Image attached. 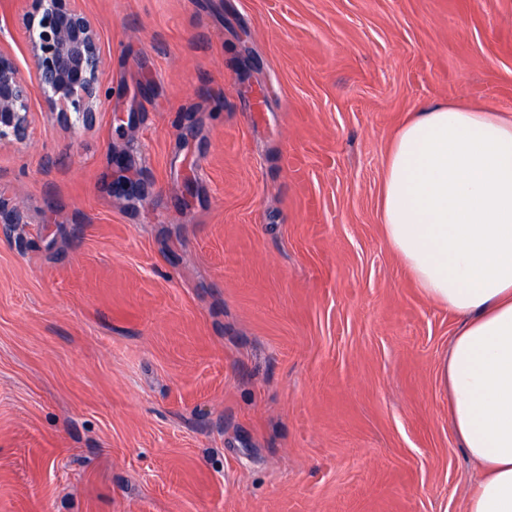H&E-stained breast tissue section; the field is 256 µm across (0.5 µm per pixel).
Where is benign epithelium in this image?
<instances>
[{
    "mask_svg": "<svg viewBox=\"0 0 512 512\" xmlns=\"http://www.w3.org/2000/svg\"><path fill=\"white\" fill-rule=\"evenodd\" d=\"M20 2L32 70L23 72L14 55L0 46V141L28 136L33 84L63 121L73 113L85 123L92 121L109 95L98 32L78 0Z\"/></svg>",
    "mask_w": 512,
    "mask_h": 512,
    "instance_id": "obj_1",
    "label": "benign epithelium"
}]
</instances>
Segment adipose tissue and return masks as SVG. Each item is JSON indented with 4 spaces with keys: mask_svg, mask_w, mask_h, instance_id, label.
Returning a JSON list of instances; mask_svg holds the SVG:
<instances>
[{
    "mask_svg": "<svg viewBox=\"0 0 512 512\" xmlns=\"http://www.w3.org/2000/svg\"><path fill=\"white\" fill-rule=\"evenodd\" d=\"M381 209L422 294L464 320L440 378L482 466L466 512H512V120L448 102L416 112L389 149Z\"/></svg>",
    "mask_w": 512,
    "mask_h": 512,
    "instance_id": "ef3b65f1",
    "label": "adipose tissue"
}]
</instances>
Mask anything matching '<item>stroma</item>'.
I'll use <instances>...</instances> for the list:
<instances>
[{"label":"stroma","mask_w":512,"mask_h":512,"mask_svg":"<svg viewBox=\"0 0 512 512\" xmlns=\"http://www.w3.org/2000/svg\"><path fill=\"white\" fill-rule=\"evenodd\" d=\"M79 5L108 101L0 144V512H466L380 190L422 107L512 117V0Z\"/></svg>","instance_id":"1"}]
</instances>
